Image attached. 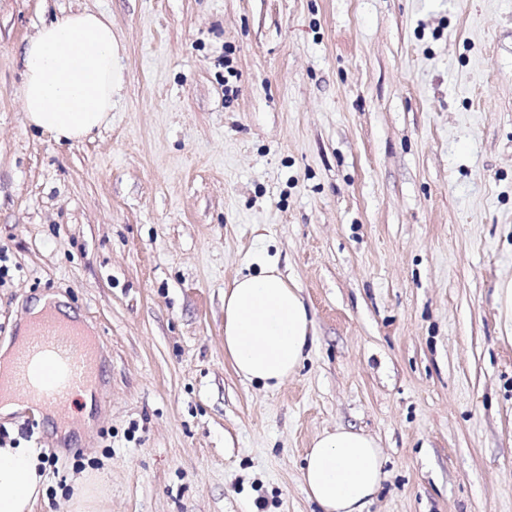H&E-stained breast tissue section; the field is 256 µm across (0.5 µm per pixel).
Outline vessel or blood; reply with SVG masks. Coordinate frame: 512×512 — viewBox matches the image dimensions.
I'll use <instances>...</instances> for the list:
<instances>
[{
  "instance_id": "vessel-or-blood-1",
  "label": "vessel or blood",
  "mask_w": 512,
  "mask_h": 512,
  "mask_svg": "<svg viewBox=\"0 0 512 512\" xmlns=\"http://www.w3.org/2000/svg\"><path fill=\"white\" fill-rule=\"evenodd\" d=\"M97 375L94 348L75 326L47 318L31 329L17 354L11 383L24 389L29 410L66 415L71 395Z\"/></svg>"
}]
</instances>
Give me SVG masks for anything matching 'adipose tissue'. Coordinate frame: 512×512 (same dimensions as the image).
I'll use <instances>...</instances> for the list:
<instances>
[{
  "label": "adipose tissue",
  "instance_id": "ef3b65f1",
  "mask_svg": "<svg viewBox=\"0 0 512 512\" xmlns=\"http://www.w3.org/2000/svg\"><path fill=\"white\" fill-rule=\"evenodd\" d=\"M22 99L31 127L56 140L80 141L107 125L116 80L112 22L77 11L41 26L22 53ZM314 340L313 320L297 289L274 263L237 277L224 291V353L243 379L276 388L293 376ZM40 451L0 446V512H34L46 493ZM383 479L377 442L339 428L318 435L302 483L320 512H365Z\"/></svg>",
  "mask_w": 512,
  "mask_h": 512
}]
</instances>
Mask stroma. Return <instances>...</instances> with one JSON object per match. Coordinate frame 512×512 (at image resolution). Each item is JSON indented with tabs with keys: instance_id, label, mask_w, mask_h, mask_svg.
I'll return each mask as SVG.
<instances>
[{
	"instance_id": "obj_1",
	"label": "stroma",
	"mask_w": 512,
	"mask_h": 512,
	"mask_svg": "<svg viewBox=\"0 0 512 512\" xmlns=\"http://www.w3.org/2000/svg\"><path fill=\"white\" fill-rule=\"evenodd\" d=\"M108 16L119 86L93 137L30 127L20 53ZM315 343L279 388L224 355L257 259ZM0 344L63 296L94 337L92 421L0 418L45 501L102 512H316L305 454L385 458L367 512H512V0H0ZM71 501L70 512H94L99 510L101 495L97 486L90 479L80 478L76 481Z\"/></svg>"
}]
</instances>
